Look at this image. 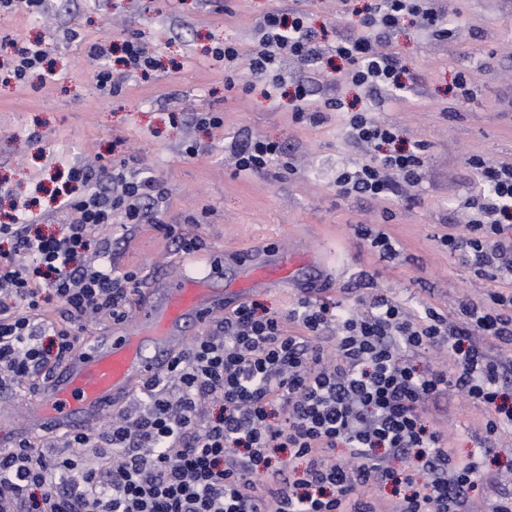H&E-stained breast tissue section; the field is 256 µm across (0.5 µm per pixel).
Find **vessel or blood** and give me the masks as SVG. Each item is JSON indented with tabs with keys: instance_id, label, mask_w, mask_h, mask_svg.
I'll return each mask as SVG.
<instances>
[{
	"instance_id": "vessel-or-blood-1",
	"label": "vessel or blood",
	"mask_w": 512,
	"mask_h": 512,
	"mask_svg": "<svg viewBox=\"0 0 512 512\" xmlns=\"http://www.w3.org/2000/svg\"><path fill=\"white\" fill-rule=\"evenodd\" d=\"M242 262L253 271L245 282L230 279L218 287L214 271L191 268L165 287L144 291L136 314L116 323L111 335L86 337L52 370L39 396L28 402L25 421L11 424L15 438L36 431H79L99 422L185 350L186 323L206 321L230 304L244 303L257 287L297 280L304 259L265 260L247 253Z\"/></svg>"
}]
</instances>
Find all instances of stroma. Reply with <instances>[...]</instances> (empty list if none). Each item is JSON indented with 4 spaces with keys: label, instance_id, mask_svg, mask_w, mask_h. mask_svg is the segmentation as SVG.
<instances>
[{
    "label": "stroma",
    "instance_id": "1",
    "mask_svg": "<svg viewBox=\"0 0 512 512\" xmlns=\"http://www.w3.org/2000/svg\"><path fill=\"white\" fill-rule=\"evenodd\" d=\"M373 0H45L40 13L0 14V38H42L55 71L52 81L31 75L0 83V223L13 205L31 203L43 229L67 222L54 202L70 168L98 171L128 161L130 171L150 176L165 192L161 223L200 239L197 252L176 251L170 240L142 224L112 228V254L120 268L143 280L129 298L137 307L142 290L162 286L182 269L251 250L305 255L297 285H269L251 299L262 314L287 316L309 296L329 304L367 310L375 296L401 303L414 315L433 308L451 317L465 305L483 304L489 292L512 290V277L477 276L465 258L449 253L439 235L466 234L468 203L484 184L469 168L472 155L512 163V0H437L454 30L441 38L406 18L389 49L408 69L403 96L361 99L380 122L396 127L406 143L426 147L421 182L388 205L343 194L337 175L355 169L369 153L345 135L346 113L326 111L318 125L293 119L288 94L295 83L317 102L355 99L354 88L330 81L318 65L291 56L280 59L283 82L277 99L262 89L242 91L245 62L227 88L218 44H237L242 54L257 45L259 26L271 12L303 14L323 57L337 38L358 28V13ZM136 38L157 60L149 77L129 73L122 91L99 89L93 43ZM465 78L464 89L455 86ZM211 112L223 124L200 125ZM279 142L286 162L260 175L237 174L233 148L255 140ZM199 153L190 157L189 146ZM389 234L394 254L373 248L360 228ZM435 430L460 456L492 446L495 466L512 464V431L485 439L484 407L461 391H444L424 405Z\"/></svg>",
    "mask_w": 512,
    "mask_h": 512
}]
</instances>
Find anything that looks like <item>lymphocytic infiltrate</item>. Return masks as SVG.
I'll return each instance as SVG.
<instances>
[{"label": "lymphocytic infiltrate", "instance_id": "lymphocytic-infiltrate-1", "mask_svg": "<svg viewBox=\"0 0 512 512\" xmlns=\"http://www.w3.org/2000/svg\"><path fill=\"white\" fill-rule=\"evenodd\" d=\"M408 16L448 34L434 0H378L356 33L337 38V80L369 97L404 89L406 66L379 46ZM261 31L247 57L255 81L268 83L281 54L319 57L303 17L270 13ZM43 58L40 43L0 40V71L16 81ZM349 127L351 141L376 152L337 176L341 192L391 202L419 184L424 144L406 145L363 110ZM467 163L487 189L470 202L466 235L440 243L490 276L512 267V163L477 155ZM70 179L75 187L60 207L73 218L58 232L43 233L38 217L23 213L0 224L1 390L51 371L73 351L71 330L43 319L47 301L78 323L93 314L120 321L140 279L113 265L109 232L117 213L125 227L145 223L149 203L163 197L157 182L122 165L102 184L80 168ZM288 320L301 334H288ZM487 336L512 342L511 291L463 307L455 323L432 308L413 318L384 296L365 314L308 298L284 319L239 306L143 384L138 409L106 420L97 436L70 435L69 447L95 449L98 458L79 478L67 477L71 458L26 440L1 455L0 512H375L372 492L386 486L400 512H468L498 474L454 454L423 405L455 386L486 408L487 436L512 429L505 366L489 355ZM438 346L456 355L454 371L414 364L415 354Z\"/></svg>", "mask_w": 512, "mask_h": 512}]
</instances>
